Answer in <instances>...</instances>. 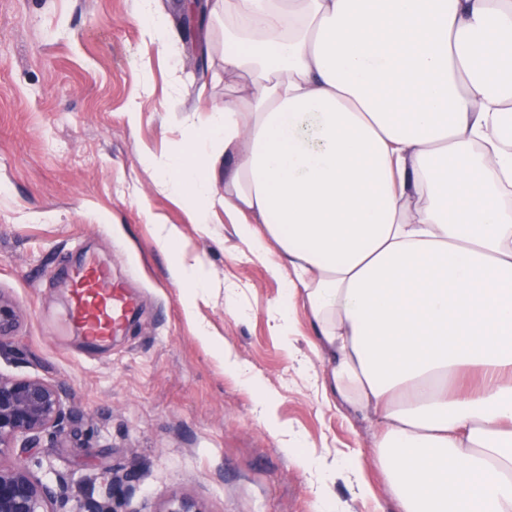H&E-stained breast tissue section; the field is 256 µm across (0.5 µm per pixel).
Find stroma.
Returning a JSON list of instances; mask_svg holds the SVG:
<instances>
[{
    "instance_id": "obj_1",
    "label": "stroma",
    "mask_w": 512,
    "mask_h": 512,
    "mask_svg": "<svg viewBox=\"0 0 512 512\" xmlns=\"http://www.w3.org/2000/svg\"><path fill=\"white\" fill-rule=\"evenodd\" d=\"M136 8L135 0H0V295L17 314L0 372L56 382L69 408L62 436L32 449L34 474L49 465L77 481L104 467L134 470L137 512H158L174 495L198 498L207 512H314L310 474L255 418L268 394L307 455L361 453L373 494L337 481L346 512H392L369 424L319 387L326 365L309 347V321L298 315L289 347L274 328L284 280L251 254L223 204L208 226L191 223L186 201L160 188L145 159L171 155L223 101V20L207 18L199 68L175 0H157L182 62L175 93L169 60L144 39ZM163 224L180 232L175 252L156 243ZM177 254L209 277L191 305L170 277ZM89 262L109 265L138 297L137 314L95 344L72 329L59 291ZM202 326L260 386L225 372Z\"/></svg>"
}]
</instances>
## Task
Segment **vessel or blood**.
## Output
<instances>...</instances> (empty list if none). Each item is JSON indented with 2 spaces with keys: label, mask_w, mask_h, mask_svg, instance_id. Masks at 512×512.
<instances>
[{
  "label": "vessel or blood",
  "mask_w": 512,
  "mask_h": 512,
  "mask_svg": "<svg viewBox=\"0 0 512 512\" xmlns=\"http://www.w3.org/2000/svg\"><path fill=\"white\" fill-rule=\"evenodd\" d=\"M72 318L85 338L103 341L133 315L134 300L116 285L99 265L84 267L74 278L71 290Z\"/></svg>",
  "instance_id": "1"
}]
</instances>
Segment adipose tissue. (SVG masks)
Instances as JSON below:
<instances>
[{
	"mask_svg": "<svg viewBox=\"0 0 512 512\" xmlns=\"http://www.w3.org/2000/svg\"><path fill=\"white\" fill-rule=\"evenodd\" d=\"M222 105L204 149L161 164L207 223L224 212L327 362L323 391L374 424L396 512H512V0H214ZM285 277V276H284ZM317 512L359 453L299 455Z\"/></svg>",
	"mask_w": 512,
	"mask_h": 512,
	"instance_id": "ef3b65f1",
	"label": "adipose tissue"
}]
</instances>
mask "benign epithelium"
Wrapping results in <instances>:
<instances>
[{"mask_svg":"<svg viewBox=\"0 0 512 512\" xmlns=\"http://www.w3.org/2000/svg\"><path fill=\"white\" fill-rule=\"evenodd\" d=\"M189 25L197 28L208 11L207 0H181ZM66 416L64 391L57 383L40 377L15 378L0 374V512H117L113 502L123 492L129 472L120 474L103 467L89 482L98 486L97 496H86L79 485L62 478L51 484L37 477L22 460L45 435L63 431ZM17 460L5 464L3 459ZM158 512H207L188 496L167 500Z\"/></svg>","mask_w":512,"mask_h":512,"instance_id":"obj_1","label":"benign epithelium"}]
</instances>
